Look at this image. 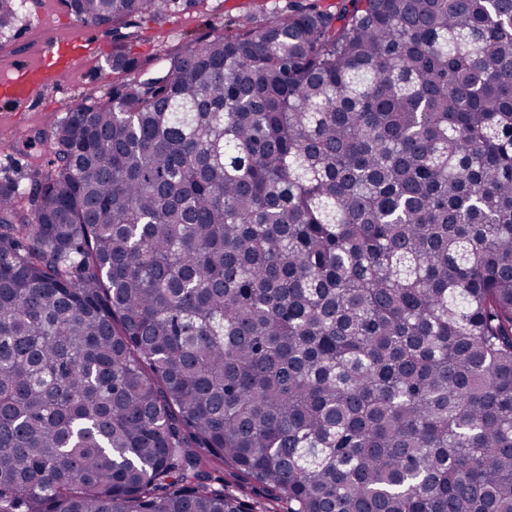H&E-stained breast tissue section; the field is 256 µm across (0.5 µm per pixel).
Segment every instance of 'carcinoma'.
Returning <instances> with one entry per match:
<instances>
[{"label": "carcinoma", "instance_id": "cac0c4a2", "mask_svg": "<svg viewBox=\"0 0 512 512\" xmlns=\"http://www.w3.org/2000/svg\"><path fill=\"white\" fill-rule=\"evenodd\" d=\"M62 2L128 79L0 182V512H512V0L154 72L121 27L170 0Z\"/></svg>", "mask_w": 512, "mask_h": 512}]
</instances>
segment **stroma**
<instances>
[{"mask_svg": "<svg viewBox=\"0 0 512 512\" xmlns=\"http://www.w3.org/2000/svg\"><path fill=\"white\" fill-rule=\"evenodd\" d=\"M337 0H196L184 5L174 0L159 16L147 15L133 23L132 54L152 58L204 33L221 34L243 26L262 24L289 11L316 7L332 12ZM81 30L86 34L84 58L72 71L59 72L39 97L0 99V181L46 168L53 157L51 141H36L39 129L49 127L70 108L90 98L111 93L124 76L112 72V34L106 28L77 21L61 0H23L21 19L0 35V80L38 67L55 42Z\"/></svg>", "mask_w": 512, "mask_h": 512, "instance_id": "1", "label": "stroma"}]
</instances>
